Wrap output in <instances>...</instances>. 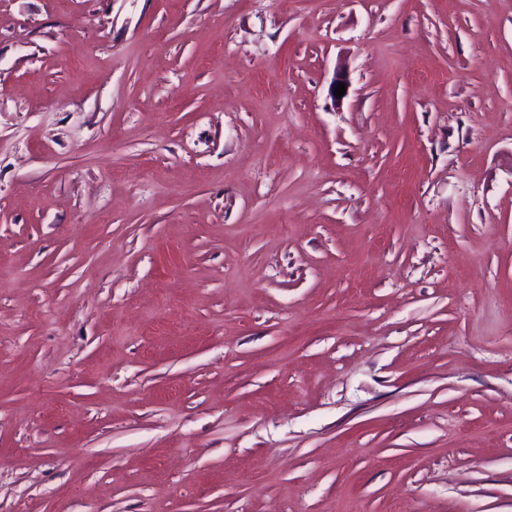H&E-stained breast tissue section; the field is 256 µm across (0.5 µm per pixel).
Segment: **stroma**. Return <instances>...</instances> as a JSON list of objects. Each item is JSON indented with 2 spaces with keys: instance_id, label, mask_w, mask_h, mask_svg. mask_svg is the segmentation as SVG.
I'll return each mask as SVG.
<instances>
[{
  "instance_id": "35a3bbf8",
  "label": "stroma",
  "mask_w": 512,
  "mask_h": 512,
  "mask_svg": "<svg viewBox=\"0 0 512 512\" xmlns=\"http://www.w3.org/2000/svg\"><path fill=\"white\" fill-rule=\"evenodd\" d=\"M0 512H512V0H0Z\"/></svg>"
}]
</instances>
